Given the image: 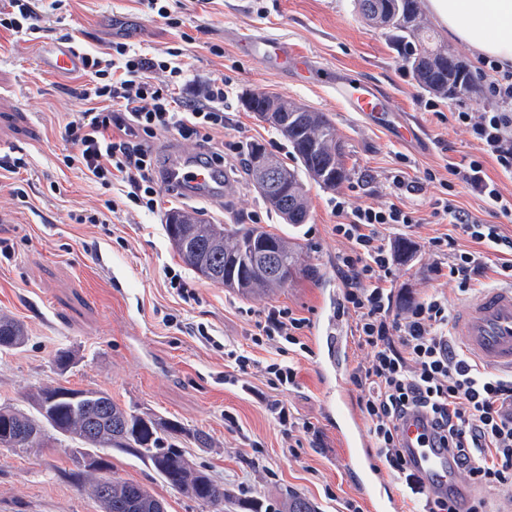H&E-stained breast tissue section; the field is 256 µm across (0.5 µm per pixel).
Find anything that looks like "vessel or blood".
<instances>
[{
    "label": "vessel or blood",
    "mask_w": 512,
    "mask_h": 512,
    "mask_svg": "<svg viewBox=\"0 0 512 512\" xmlns=\"http://www.w3.org/2000/svg\"><path fill=\"white\" fill-rule=\"evenodd\" d=\"M239 45L244 56L258 60L281 71L305 69L309 60L283 40L246 33ZM42 67L55 71H73L82 66L81 56L69 44L59 43L49 48L40 59ZM336 97L351 111L383 120L385 96L371 82L349 77L336 83ZM163 168L165 185L194 200L213 203L224 199V173L207 160L203 153H187L169 146ZM455 334L463 348L474 358L490 367L512 371V283L484 289L480 297L463 305L454 320ZM424 423L410 418L403 427V439L412 452L413 466L440 486L453 482L448 457L439 449L426 447L423 441Z\"/></svg>",
    "instance_id": "vessel-or-blood-1"
}]
</instances>
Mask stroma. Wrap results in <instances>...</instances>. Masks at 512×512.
<instances>
[{
	"mask_svg": "<svg viewBox=\"0 0 512 512\" xmlns=\"http://www.w3.org/2000/svg\"><path fill=\"white\" fill-rule=\"evenodd\" d=\"M180 18L193 43L181 44L138 0H66L61 10L47 11L40 39L0 33V156L26 159L19 177L29 195L23 204L0 188V237L11 244L10 257L0 256V316L22 322L27 331L23 348L0 350V405L32 409L40 389L60 383L104 390L136 412L176 421L187 431L179 446L190 467L231 494L226 512H244L243 503L250 501L276 505L290 492L306 497L316 512H346L350 501L366 506L367 492L326 411L318 351L300 357L298 386L284 395L294 413L319 430L298 448L267 412L260 397L266 386L258 376L225 382L230 369L224 350L269 359V352L252 342L256 316L268 306L295 308L314 322L323 317L330 298L342 289L336 269L342 244L331 232L336 218L329 206L335 193L357 204H384L396 193L393 172L414 177L430 169L444 178L448 164L468 161L477 145L465 126L439 122L425 108L429 93L408 72L388 30L363 18L357 0H214L204 11L186 5ZM253 30L288 40L311 58L317 78L283 74L245 58L235 37ZM65 38L85 49L113 41L149 53L182 48L193 82L221 78L230 91L227 139L246 149L261 144L285 163L292 160L287 141L246 110L244 94L264 92L326 113L345 146L349 177L335 191L307 182L310 220L297 226L266 207L245 172L229 179L220 204L165 191L156 212L125 208L108 224L74 223L71 213L119 200L120 194L61 162L67 149L62 122L79 106L74 90L80 81L41 68L38 56ZM436 39L474 74L472 91L452 98V105L475 113L495 107L488 80L478 73L479 57L447 34L438 32ZM342 72L371 79L387 92V123H374L336 102L329 82ZM439 191L432 183L421 193L404 194V203L423 222L388 236L413 246L393 267L396 288L413 299L441 292L454 312L477 295L460 293L455 283L434 273L440 258L427 244L435 230L427 222L428 202ZM177 209L213 224L259 220L299 247L314 274L249 297L212 283L179 259L166 234L167 215ZM170 268L192 283L199 302L184 303L173 293L165 276ZM168 313L179 314L183 327L164 326ZM200 322L210 326L217 346L193 336L190 327ZM61 351L73 357L64 371L55 362ZM195 430L208 434L207 447L194 442ZM68 446L62 440L42 448H0V512H102L91 475H77ZM103 457L111 475L144 486L165 512H211L164 482L149 463L118 448Z\"/></svg>",
	"mask_w": 512,
	"mask_h": 512,
	"instance_id": "35a3bbf8",
	"label": "stroma"
}]
</instances>
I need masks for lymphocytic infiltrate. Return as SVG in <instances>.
<instances>
[{
  "label": "lymphocytic infiltrate",
  "instance_id": "obj_1",
  "mask_svg": "<svg viewBox=\"0 0 512 512\" xmlns=\"http://www.w3.org/2000/svg\"><path fill=\"white\" fill-rule=\"evenodd\" d=\"M42 11V0H0V30L39 34ZM82 60L80 107L62 132L71 147L62 158L66 168L94 183L119 186L130 206L154 212L159 208V160L150 141L158 133L206 144L209 158L218 164L225 153L240 154L239 143L224 138L228 94L223 81L189 86L176 52L150 56L113 41L83 54ZM481 66L497 74L488 91L500 108L436 114L465 126L479 145V156L449 166L443 180L430 170L420 177H393L395 187L410 194L421 192L425 183H439L443 193L431 199L430 215L447 229L430 237L428 247L448 259L436 266V274L454 281L463 293L490 271L500 281L512 282V236L456 201L459 189H471L485 197L495 216L512 221V196L503 195L485 166L494 161L512 177V71L491 60ZM331 206L336 217L332 232L345 244L336 256L341 308L354 317L351 334L357 345L371 353L349 380L379 458L400 484L408 512H458L459 488H432L409 466L402 424L411 415L425 416L434 440L451 450L457 474L469 482L468 512H490L483 490L512 486V374L491 371L464 352L451 333L445 296L433 293L404 303L396 294V257L384 231L417 224L413 209L400 199L377 207L357 205L342 193L332 198ZM462 236L473 242V249L458 248ZM309 324L292 308L269 307L258 315L253 342L273 348L275 358L262 363L241 351L227 352L239 372L254 369L264 379L270 389L264 398L269 414L280 425L301 427L306 434L314 432V425L297 422L278 394L298 384V362L285 351L290 345L307 351L302 338Z\"/></svg>",
  "mask_w": 512,
  "mask_h": 512
}]
</instances>
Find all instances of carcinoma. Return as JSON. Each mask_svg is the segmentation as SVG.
I'll return each mask as SVG.
<instances>
[{"label":"carcinoma","instance_id":"cac0c4a2","mask_svg":"<svg viewBox=\"0 0 512 512\" xmlns=\"http://www.w3.org/2000/svg\"><path fill=\"white\" fill-rule=\"evenodd\" d=\"M358 4L366 20L388 29L392 39L403 45L406 67L421 89L443 98L472 90L469 70L453 63L455 56L438 46L434 32L423 25L419 0H358ZM244 105L275 127L288 141L296 160L291 167L278 162L284 181L264 186L253 165L254 151H249L247 166L255 187L276 214L288 215V223H307L304 178L329 188L347 178L335 124L325 113L309 111L297 113L287 123L281 113L264 109V100L252 94L244 98ZM175 228L171 240L179 258L203 277L242 295L282 288L307 272L297 252L282 237L260 226L209 224L182 215ZM261 237L276 244L278 267L274 271L262 265L243 266L244 254ZM0 341L8 350L22 347L26 341L24 325L1 316ZM58 392L57 388L42 390L32 412L1 405L0 447L38 448L51 430L55 436L79 443L85 456H95L105 448H126L150 463L166 482L175 475L174 488L202 504L216 508L224 499V485L189 467L177 445L179 437L186 434L179 424L152 416L143 418L101 390L76 389L78 398L47 404ZM93 492L104 512H158L161 507L145 487L118 478L108 484L106 476H99ZM280 507V512H311L308 501L298 495L287 496Z\"/></svg>","mask_w":512,"mask_h":512}]
</instances>
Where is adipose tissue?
Masks as SVG:
<instances>
[{"instance_id": "obj_1", "label": "adipose tissue", "mask_w": 512, "mask_h": 512, "mask_svg": "<svg viewBox=\"0 0 512 512\" xmlns=\"http://www.w3.org/2000/svg\"><path fill=\"white\" fill-rule=\"evenodd\" d=\"M427 8L480 57L512 66V0H427Z\"/></svg>"}]
</instances>
